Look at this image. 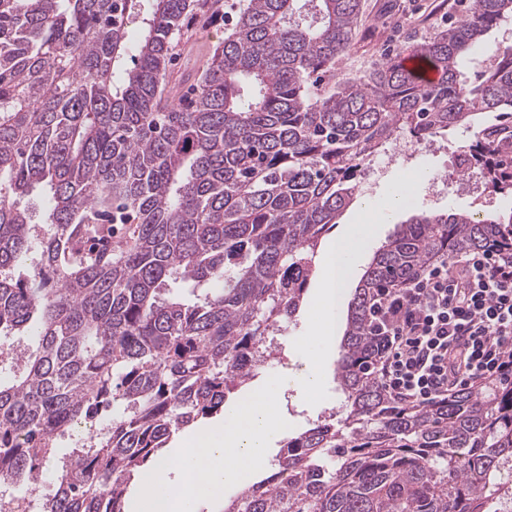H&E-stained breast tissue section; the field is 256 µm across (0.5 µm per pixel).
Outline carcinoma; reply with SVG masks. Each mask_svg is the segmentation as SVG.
<instances>
[{
    "mask_svg": "<svg viewBox=\"0 0 512 512\" xmlns=\"http://www.w3.org/2000/svg\"><path fill=\"white\" fill-rule=\"evenodd\" d=\"M196 0H0V512H127L126 485L172 434L224 411L301 307L323 235L362 167L497 113L465 146L512 198V0H469L399 58L338 77L362 0H240L187 99L169 75ZM140 19L131 41L127 24ZM127 224L114 239L113 225ZM512 254V214L411 216L349 303L341 427L291 437L221 512H502L512 384L427 407L380 381L375 294L443 255ZM74 432L71 451L57 437Z\"/></svg>",
    "mask_w": 512,
    "mask_h": 512,
    "instance_id": "carcinoma-1",
    "label": "carcinoma"
}]
</instances>
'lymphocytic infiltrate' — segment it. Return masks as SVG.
Returning <instances> with one entry per match:
<instances>
[{"label": "lymphocytic infiltrate", "mask_w": 512, "mask_h": 512, "mask_svg": "<svg viewBox=\"0 0 512 512\" xmlns=\"http://www.w3.org/2000/svg\"><path fill=\"white\" fill-rule=\"evenodd\" d=\"M385 336L381 379L395 398L426 406L491 377H512V256L441 257L401 287L378 291Z\"/></svg>", "instance_id": "f902f5d3"}]
</instances>
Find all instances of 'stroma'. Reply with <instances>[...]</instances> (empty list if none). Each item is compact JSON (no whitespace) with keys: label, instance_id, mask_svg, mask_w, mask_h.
<instances>
[{"label":"stroma","instance_id":"35a3bbf8","mask_svg":"<svg viewBox=\"0 0 512 512\" xmlns=\"http://www.w3.org/2000/svg\"><path fill=\"white\" fill-rule=\"evenodd\" d=\"M237 0H223L221 11L204 10L193 16L188 25V36L180 46L171 80L179 82L181 75L199 71L224 40L233 18L231 11ZM462 12L460 0H364V15L356 32L354 45L341 64L342 71H363L383 57L394 56L397 49L413 47L421 37L446 27L449 20ZM474 136L473 129L458 127L441 138L444 152L437 155L421 154L407 166H395L371 191L361 193L367 205L383 206L395 191L408 197L409 211L443 210L471 212L478 218L493 216L512 207L511 199L496 198L486 207L476 206L471 197L463 194L444 195L432 201L427 197V180L440 173H453L458 164L456 149ZM328 399L311 406L304 402L301 391L286 387L280 406L290 427L288 436L304 431L309 422L321 414L340 406V394L334 376H327Z\"/></svg>","mask_w":512,"mask_h":512}]
</instances>
